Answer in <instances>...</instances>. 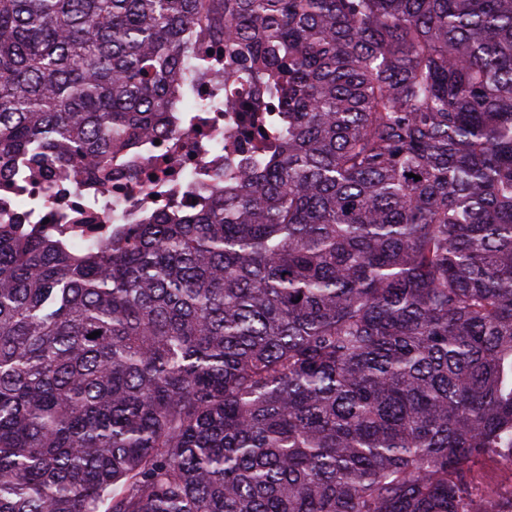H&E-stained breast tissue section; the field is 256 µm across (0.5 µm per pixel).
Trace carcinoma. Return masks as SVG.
Returning a JSON list of instances; mask_svg holds the SVG:
<instances>
[{"instance_id": "cac0c4a2", "label": "carcinoma", "mask_w": 512, "mask_h": 512, "mask_svg": "<svg viewBox=\"0 0 512 512\" xmlns=\"http://www.w3.org/2000/svg\"><path fill=\"white\" fill-rule=\"evenodd\" d=\"M218 57L269 161L92 247L0 224V512H487L512 0H0V167L104 169Z\"/></svg>"}]
</instances>
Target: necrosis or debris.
<instances>
[{
	"instance_id": "obj_1",
	"label": "necrosis or debris",
	"mask_w": 512,
	"mask_h": 512,
	"mask_svg": "<svg viewBox=\"0 0 512 512\" xmlns=\"http://www.w3.org/2000/svg\"><path fill=\"white\" fill-rule=\"evenodd\" d=\"M217 60L211 74L189 78L158 137L116 152L106 180L59 150L18 156L0 174V224H30L73 244L97 243L120 224H148L161 211L203 206L225 181L277 149V112L264 111L258 86L238 80ZM212 106L190 111L198 89Z\"/></svg>"
}]
</instances>
